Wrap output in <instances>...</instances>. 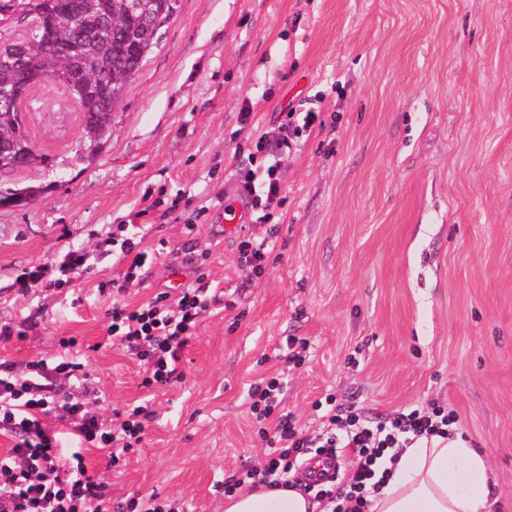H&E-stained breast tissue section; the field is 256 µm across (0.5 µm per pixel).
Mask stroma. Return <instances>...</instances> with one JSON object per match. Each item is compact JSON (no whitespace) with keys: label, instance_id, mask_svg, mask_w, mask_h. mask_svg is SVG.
Wrapping results in <instances>:
<instances>
[{"label":"stroma","instance_id":"obj_1","mask_svg":"<svg viewBox=\"0 0 512 512\" xmlns=\"http://www.w3.org/2000/svg\"><path fill=\"white\" fill-rule=\"evenodd\" d=\"M292 102L338 121L302 132L280 202L225 232L221 197ZM19 110L47 161L8 183L45 191L0 208V323L18 331L0 361L52 359L73 337L110 412L154 410L119 466L87 457L113 500L224 512V480L260 452L249 394L276 377L310 434L330 394L369 416L454 409L490 459L498 512H512V0H178L94 158L81 155L65 86H32ZM120 224L147 254L125 291L117 264L19 292L22 270ZM246 233L274 243L254 280L237 251ZM176 267L223 302L179 379L147 388L135 357L108 342L107 314L167 291ZM289 336L301 362L286 358Z\"/></svg>","mask_w":512,"mask_h":512}]
</instances>
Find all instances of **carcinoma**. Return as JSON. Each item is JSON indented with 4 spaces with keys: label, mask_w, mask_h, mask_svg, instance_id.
I'll return each mask as SVG.
<instances>
[{
    "label": "carcinoma",
    "mask_w": 512,
    "mask_h": 512,
    "mask_svg": "<svg viewBox=\"0 0 512 512\" xmlns=\"http://www.w3.org/2000/svg\"><path fill=\"white\" fill-rule=\"evenodd\" d=\"M65 0H0V29L21 28L15 38L0 36V87L13 88L15 105L0 107V151L4 160L23 159L28 167L46 162L13 113L28 96L30 87L19 78L22 59L35 62L54 79L76 89L83 129L89 145L84 156H94L111 132L112 112L123 99L128 82L139 72L146 57L158 47L160 29L177 11L178 0H82L76 24L61 18ZM58 21L56 36L71 42L64 57L43 49L47 25ZM44 188L0 186V200L22 202Z\"/></svg>",
    "instance_id": "1"
}]
</instances>
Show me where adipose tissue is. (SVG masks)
Listing matches in <instances>:
<instances>
[{"instance_id": "obj_1", "label": "adipose tissue", "mask_w": 512, "mask_h": 512, "mask_svg": "<svg viewBox=\"0 0 512 512\" xmlns=\"http://www.w3.org/2000/svg\"><path fill=\"white\" fill-rule=\"evenodd\" d=\"M489 459L465 441L434 439L406 448L369 497L368 512H496L488 494ZM224 512H328L297 488L257 486L228 496Z\"/></svg>"}]
</instances>
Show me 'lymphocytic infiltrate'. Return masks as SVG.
I'll return each instance as SVG.
<instances>
[{
  "label": "lymphocytic infiltrate",
  "instance_id": "f902f5d3",
  "mask_svg": "<svg viewBox=\"0 0 512 512\" xmlns=\"http://www.w3.org/2000/svg\"><path fill=\"white\" fill-rule=\"evenodd\" d=\"M293 118V112H286L278 125L257 137L249 166L240 175L247 205L265 209L280 200L294 137L321 121L314 111L305 113L301 125H294ZM98 237L95 249L66 255L58 278H47L39 268L22 273L19 283L27 290L57 288L121 260L128 263L124 282L137 280L146 254L136 237L116 239L107 227ZM220 301L218 293L192 283L180 288L177 297L163 292L133 310L119 304L112 308L108 336L139 361L144 387L165 386L174 381L181 354L201 319ZM77 345L76 338L63 340L64 356L51 361L39 358L21 366L0 362V433L13 442L7 455L0 456V512H175L171 503L154 495L129 499L112 510L108 483L89 472L90 451L104 453L110 466H117L142 441L154 413L139 405L121 420L106 418L99 386L69 354ZM282 393L274 378L252 391V413L273 421L270 430L260 433L266 451L259 465L243 466L225 481V494L265 481L276 488L296 487L293 471L298 463L313 453L327 454L340 464L352 459L350 472L305 484V491L330 504L331 512H367V497L379 488L376 466L387 449L413 448L458 433V418L451 412L417 407L367 420L353 403L337 402L331 395L325 399L320 433L310 435L292 414L281 412Z\"/></svg>",
  "mask_w": 512,
  "mask_h": 512
}]
</instances>
